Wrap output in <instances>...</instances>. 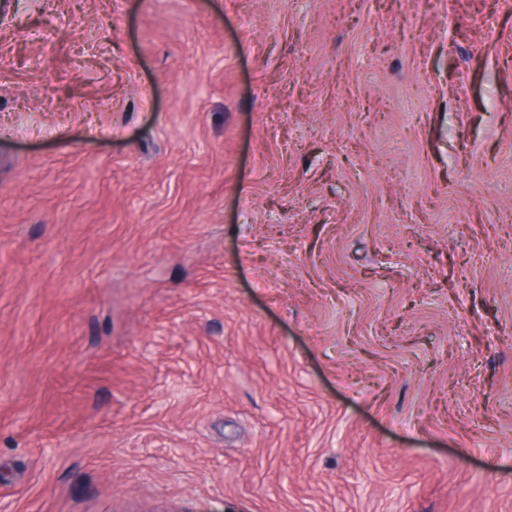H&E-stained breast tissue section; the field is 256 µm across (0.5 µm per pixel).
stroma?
<instances>
[{"label":"stroma","mask_w":512,"mask_h":512,"mask_svg":"<svg viewBox=\"0 0 512 512\" xmlns=\"http://www.w3.org/2000/svg\"><path fill=\"white\" fill-rule=\"evenodd\" d=\"M0 512H512V0H0Z\"/></svg>","instance_id":"1"}]
</instances>
